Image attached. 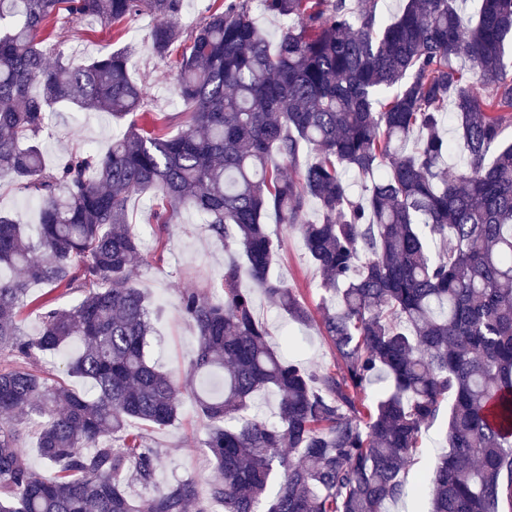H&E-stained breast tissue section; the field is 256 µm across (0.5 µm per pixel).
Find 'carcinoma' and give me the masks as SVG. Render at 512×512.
<instances>
[{
  "label": "carcinoma",
  "mask_w": 512,
  "mask_h": 512,
  "mask_svg": "<svg viewBox=\"0 0 512 512\" xmlns=\"http://www.w3.org/2000/svg\"><path fill=\"white\" fill-rule=\"evenodd\" d=\"M182 2L0 0V177L40 198L34 234L0 213V351L13 358L0 368V512H386L445 412L431 512H512V0H478L468 16L457 0H407L384 27L376 0H262L283 21L273 45L250 0H224L190 32L160 25L156 57L189 43L175 81L190 117L174 136L143 110L132 47L47 63L63 14L121 26L143 11L172 19ZM70 104L126 127L107 151L50 167L46 119ZM448 106L454 141L440 133ZM453 154L465 165L446 175ZM348 169L365 182L357 197ZM145 193L157 236L189 209L241 256L213 294H181L198 339L181 378L148 358L154 312L130 278L143 239L127 202ZM271 213L321 273L330 367L275 352L240 287L245 275L293 322H313L271 272ZM36 284L48 286L40 300ZM61 288L81 298L59 307ZM74 340L65 372L91 394L36 366ZM186 392L221 478L139 501L129 485L156 482L159 454L129 425L172 424ZM267 392L273 420L253 410Z\"/></svg>",
  "instance_id": "obj_1"
}]
</instances>
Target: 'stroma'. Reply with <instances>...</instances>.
Segmentation results:
<instances>
[{
  "label": "stroma",
  "mask_w": 512,
  "mask_h": 512,
  "mask_svg": "<svg viewBox=\"0 0 512 512\" xmlns=\"http://www.w3.org/2000/svg\"><path fill=\"white\" fill-rule=\"evenodd\" d=\"M159 23L154 15L140 13L129 23L130 34L121 37L111 25L93 17L79 22L66 21L62 24L65 41L60 49L69 55L107 53L129 44L135 46L136 51L129 59L131 75L145 88L148 107L160 125L174 134L181 128L177 114L183 105L175 92L173 59H159L150 49V34ZM49 129L52 136L47 159L54 162L82 146L106 148L113 136L122 132L123 126L104 112L62 107L50 116ZM153 207V196L149 193L132 197L128 204L129 219L141 232L148 257L147 262H134L131 278L157 309L149 357L161 370L177 373L197 348L196 332L179 311L180 292L192 288L207 290L211 283L218 281L229 254L223 242L216 240L201 217L191 210L182 211L177 222L169 225L162 241H155L151 232ZM278 232L283 249L272 272L297 288L313 317H320L326 293L320 286L319 273L308 260L302 237L283 226ZM255 309L257 316L268 324L269 343L276 352L290 355L312 370L331 364L332 350L316 327L294 324L260 294L255 297ZM445 431L446 422L442 419L425 429L422 448L405 469L407 494L390 504L389 512H429L426 486L435 462L447 451ZM147 435L161 456L157 485L132 487L134 496L149 499L157 488L176 478L193 479L202 488L218 478L213 462L200 446L205 430L193 401H185L174 423L148 430Z\"/></svg>",
  "instance_id": "obj_1"
}]
</instances>
